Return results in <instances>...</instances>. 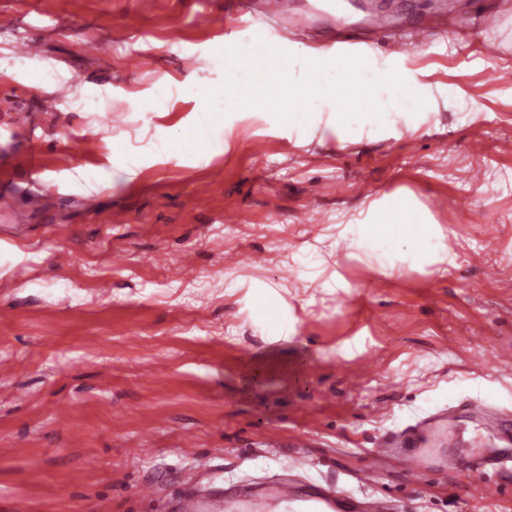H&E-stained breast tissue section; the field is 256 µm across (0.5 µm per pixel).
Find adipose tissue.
<instances>
[{"mask_svg": "<svg viewBox=\"0 0 512 512\" xmlns=\"http://www.w3.org/2000/svg\"><path fill=\"white\" fill-rule=\"evenodd\" d=\"M374 67V62L366 60L334 73L331 89L346 106L343 119L349 126L375 128L383 124L384 113L355 111L349 107L352 100H370L371 92L363 76ZM408 209L407 197L397 193L384 195L380 200L370 202V220L346 225L342 238L347 247L375 257L385 276L392 275L401 262L431 265L437 272H446L453 253L440 226L425 220L403 223Z\"/></svg>", "mask_w": 512, "mask_h": 512, "instance_id": "obj_1", "label": "adipose tissue"}]
</instances>
